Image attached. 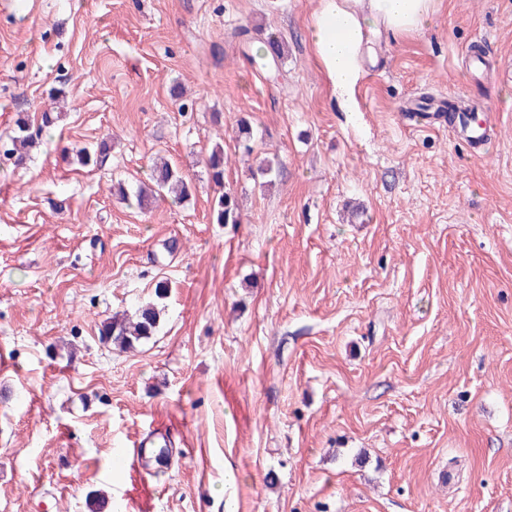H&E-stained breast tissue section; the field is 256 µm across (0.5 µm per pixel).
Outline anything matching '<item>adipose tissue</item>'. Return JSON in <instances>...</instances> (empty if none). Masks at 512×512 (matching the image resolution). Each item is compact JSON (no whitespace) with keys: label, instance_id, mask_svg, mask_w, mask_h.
<instances>
[{"label":"adipose tissue","instance_id":"obj_1","mask_svg":"<svg viewBox=\"0 0 512 512\" xmlns=\"http://www.w3.org/2000/svg\"><path fill=\"white\" fill-rule=\"evenodd\" d=\"M443 0H318L309 20L311 44L341 111L356 109V90L378 60L377 38L424 29Z\"/></svg>","mask_w":512,"mask_h":512}]
</instances>
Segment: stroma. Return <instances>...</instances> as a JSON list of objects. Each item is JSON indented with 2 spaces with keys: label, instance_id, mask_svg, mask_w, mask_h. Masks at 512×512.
<instances>
[{
  "label": "stroma",
  "instance_id": "1",
  "mask_svg": "<svg viewBox=\"0 0 512 512\" xmlns=\"http://www.w3.org/2000/svg\"><path fill=\"white\" fill-rule=\"evenodd\" d=\"M316 5L0 11V150L18 112L63 114L25 166L0 158V512H224L228 494L238 512H512V85L495 76L512 0H444L384 39L355 112L312 50ZM271 32L288 49L264 69ZM451 94L495 118L482 158L403 109ZM106 135L103 164L81 167ZM218 143L237 224L212 221ZM160 157L191 197L120 199ZM153 301L150 339L101 340ZM161 429L171 466L113 472ZM228 162L224 155V147L216 144L207 159V175L214 187L224 189V166Z\"/></svg>",
  "mask_w": 512,
  "mask_h": 512
}]
</instances>
